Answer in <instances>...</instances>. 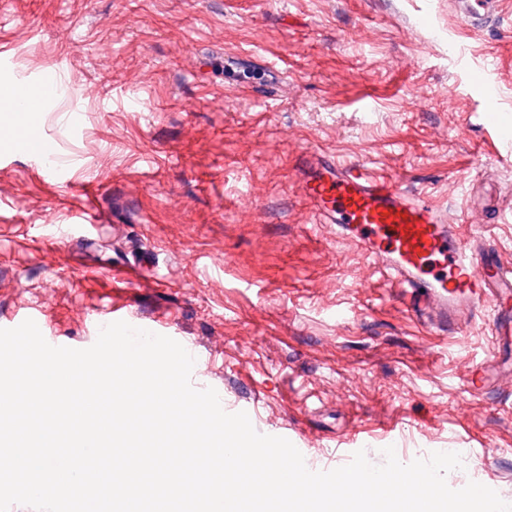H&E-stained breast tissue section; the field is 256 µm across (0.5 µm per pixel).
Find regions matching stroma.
Returning <instances> with one entry per match:
<instances>
[{"mask_svg":"<svg viewBox=\"0 0 512 512\" xmlns=\"http://www.w3.org/2000/svg\"><path fill=\"white\" fill-rule=\"evenodd\" d=\"M47 70L63 91L36 126L66 173L0 158V328L32 312L84 349L119 316L193 348L194 387L310 470L465 448L448 485L512 496V376L465 388L490 318L431 335L316 221L297 172L315 151L398 178L487 225L512 267V160L490 128H512V0L482 29L456 0H0V94ZM84 186L100 233L54 234ZM128 259L138 279L114 281Z\"/></svg>","mask_w":512,"mask_h":512,"instance_id":"35a3bbf8","label":"stroma"}]
</instances>
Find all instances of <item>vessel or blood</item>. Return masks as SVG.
<instances>
[{
    "label": "vessel or blood",
    "instance_id": "obj_1",
    "mask_svg": "<svg viewBox=\"0 0 512 512\" xmlns=\"http://www.w3.org/2000/svg\"><path fill=\"white\" fill-rule=\"evenodd\" d=\"M498 6L499 0H461V12L473 28L494 22ZM4 146L40 164L58 155L54 139L22 124ZM305 168L303 195L317 221L335 225L337 234L374 259L375 274L425 314L432 328L460 331L481 309L490 308L494 356H512V315L507 312L512 269L491 259L486 240L464 234L441 208L362 164L313 153ZM70 211L84 230L102 222L90 201L78 202Z\"/></svg>",
    "mask_w": 512,
    "mask_h": 512
}]
</instances>
